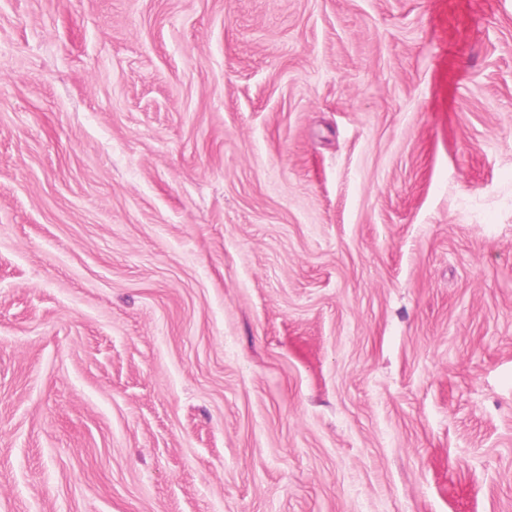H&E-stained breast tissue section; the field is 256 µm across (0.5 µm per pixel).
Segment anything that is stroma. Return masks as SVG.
Listing matches in <instances>:
<instances>
[{"mask_svg":"<svg viewBox=\"0 0 512 512\" xmlns=\"http://www.w3.org/2000/svg\"><path fill=\"white\" fill-rule=\"evenodd\" d=\"M0 512H512V0H0Z\"/></svg>","mask_w":512,"mask_h":512,"instance_id":"35a3bbf8","label":"stroma"}]
</instances>
